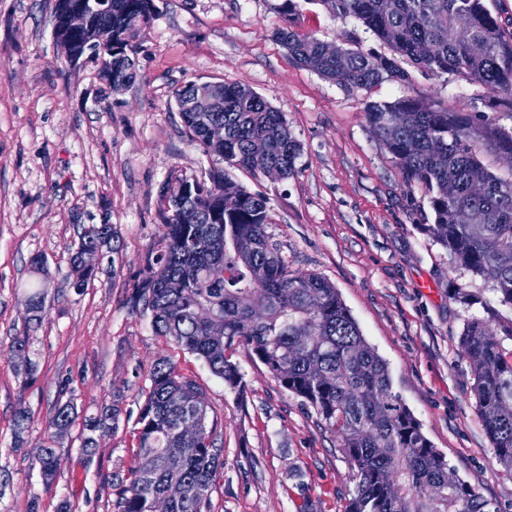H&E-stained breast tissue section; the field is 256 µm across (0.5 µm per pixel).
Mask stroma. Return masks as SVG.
Returning <instances> with one entry per match:
<instances>
[{"label": "stroma", "mask_w": 512, "mask_h": 512, "mask_svg": "<svg viewBox=\"0 0 512 512\" xmlns=\"http://www.w3.org/2000/svg\"><path fill=\"white\" fill-rule=\"evenodd\" d=\"M274 2L154 0L136 42V76L109 93L92 63L58 59L57 0H0V512H57L64 499L72 512H113V479L137 464L131 426L120 422L89 457L80 436L102 401L137 412L164 357L201 384L223 432L212 512H343L354 491L337 439L247 348L233 354L243 388L229 390L128 303L126 282L161 230L167 182L202 177L213 164L189 142L177 112L174 91L190 81L247 85L283 113L302 146L299 175L273 181L236 169L234 181L266 197L268 232L289 269L336 286L449 467L497 512H512V477L481 426L471 368L458 353L466 320L494 300L492 283L458 269L422 231L423 194L404 185L365 115L367 101L408 93L510 129L512 102L492 106L491 93L464 75L417 70L409 87L349 91L299 66L272 38ZM300 30L384 49L360 21L318 6L306 7ZM87 224L114 225L123 258H104L78 290L69 258ZM38 255L52 278L42 319L30 324ZM459 288L482 305L456 302ZM18 336L28 339L29 375L8 356ZM70 398L74 421L53 434L48 420ZM22 407L31 419L20 431ZM44 446L59 459L49 487L35 463Z\"/></svg>", "instance_id": "1"}]
</instances>
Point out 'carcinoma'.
Returning <instances> with one entry per match:
<instances>
[{"label": "carcinoma", "instance_id": "carcinoma-1", "mask_svg": "<svg viewBox=\"0 0 512 512\" xmlns=\"http://www.w3.org/2000/svg\"><path fill=\"white\" fill-rule=\"evenodd\" d=\"M154 0H112V14L91 15L68 38L69 50L112 62L97 66L111 92L134 78L135 43L154 15ZM307 5L363 23L391 54L336 44V58L322 41L298 31ZM273 10L282 24L273 31L302 67L352 91L383 82L405 85L409 62L433 74L458 73L512 102V36L506 37L485 0H279ZM224 123V145L203 136L199 117L182 112L189 141L217 158L203 186L185 178L169 182L162 195L161 233L143 266L127 281L132 307L150 313L154 333L200 358L232 391L243 386L232 360L243 345L280 386L312 409L336 435L348 464L354 493L344 512H493L448 466L445 456L392 390L386 362L367 342L336 286L315 274H298L268 233L267 199L236 184L229 169L253 174L269 167L282 179L297 176L300 141L284 115L246 85L224 84V101L209 113ZM366 119L372 136L399 170L405 186L419 187L431 223L423 231L445 248L456 265L492 282L499 305L512 310V178L483 164L491 150L512 160V128L490 118L479 124L451 107L435 108L421 96L370 101ZM227 167H222V164ZM97 248L116 259L121 239L111 224L83 227L71 258L73 287H85L94 269L81 254ZM460 336V355L474 376V395L499 464L512 476V318L484 307ZM25 336L10 352L23 363ZM151 385L135 418L139 464L117 479L115 512H153L171 484L183 497L170 512H211L217 473L224 467L223 433L209 416L198 382L180 374L168 359L150 372ZM74 405L55 408L48 426L58 433L73 422ZM121 409L101 405L85 424L80 448L118 428ZM49 484L57 470L56 450L35 457Z\"/></svg>", "mask_w": 512, "mask_h": 512}]
</instances>
